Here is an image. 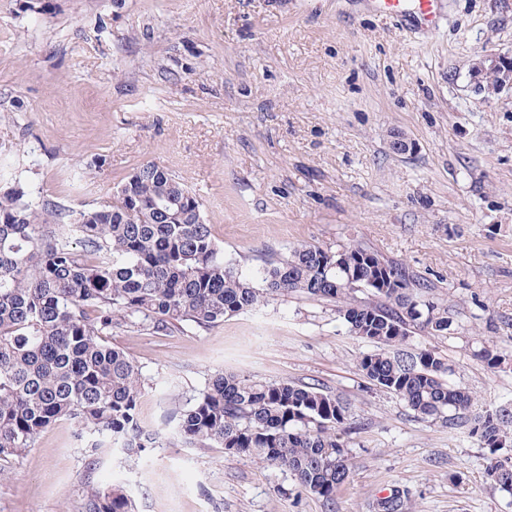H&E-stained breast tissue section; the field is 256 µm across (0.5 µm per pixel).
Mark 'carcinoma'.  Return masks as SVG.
<instances>
[{"label":"carcinoma","mask_w":512,"mask_h":512,"mask_svg":"<svg viewBox=\"0 0 512 512\" xmlns=\"http://www.w3.org/2000/svg\"><path fill=\"white\" fill-rule=\"evenodd\" d=\"M121 183L129 197L76 211L49 200L34 205L21 188L0 194V460L29 451L61 420L88 448L150 447L158 435L139 419L141 370L107 341L112 325L211 327L288 293L335 302L349 332L376 345L359 361L363 376L415 417L450 428L471 420V432L490 448L512 437L511 414L471 416V392L446 379L448 365L436 352L405 349L411 334L444 337L453 324L448 305L430 300L405 266L361 244L332 251L300 243L245 275L224 260L197 197L164 167L143 164ZM163 196L181 201L179 223L154 219ZM362 291L373 299H359ZM175 418L171 443L276 465L329 503L349 478L338 437L351 427L348 407L314 384L221 372ZM488 475L512 491V464L492 461ZM83 497L85 512H134L119 489L86 485ZM376 512H413V503L396 488Z\"/></svg>","instance_id":"cac0c4a2"}]
</instances>
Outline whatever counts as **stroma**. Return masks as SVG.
<instances>
[{
	"label": "stroma",
	"instance_id": "obj_1",
	"mask_svg": "<svg viewBox=\"0 0 512 512\" xmlns=\"http://www.w3.org/2000/svg\"><path fill=\"white\" fill-rule=\"evenodd\" d=\"M438 10L415 30L366 0H0V191L85 209L153 162L244 274L297 243L369 246L454 312L448 336L410 345L445 359L474 414L512 409V368L479 355L512 356V92L484 96L471 76L482 55L512 54V0ZM110 341L142 372L158 443L94 452L57 422L0 460V512H84L87 484L124 487L135 512H373L394 488L416 512H512L487 475L512 443L484 447L371 385L372 346L334 303L277 296L209 328L127 321ZM219 371L347 400L351 474L334 502L280 467L169 444L173 409Z\"/></svg>",
	"mask_w": 512,
	"mask_h": 512
}]
</instances>
